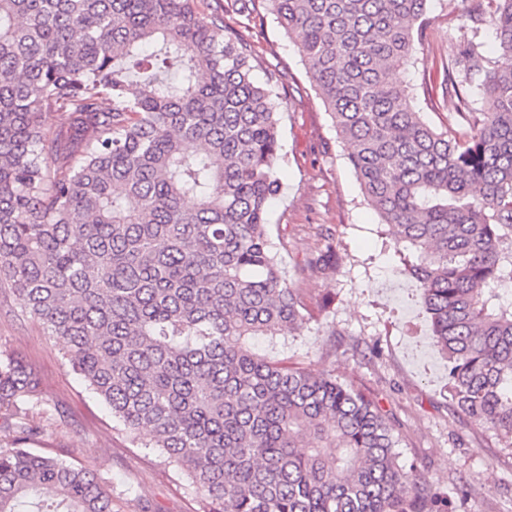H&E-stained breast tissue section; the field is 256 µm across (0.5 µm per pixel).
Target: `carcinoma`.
I'll return each instance as SVG.
<instances>
[{
  "mask_svg": "<svg viewBox=\"0 0 512 512\" xmlns=\"http://www.w3.org/2000/svg\"><path fill=\"white\" fill-rule=\"evenodd\" d=\"M259 1L390 227L452 401L511 443L512 0L473 11L498 59L471 43L446 65L448 95L484 102L464 136L388 79L427 0H234ZM255 61L199 0H0V284L204 512H449L360 386L255 348L311 317L272 251L282 77ZM39 387L0 352V512H114L97 470L30 447V415L55 418Z\"/></svg>",
  "mask_w": 512,
  "mask_h": 512,
  "instance_id": "carcinoma-1",
  "label": "carcinoma"
}]
</instances>
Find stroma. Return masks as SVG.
<instances>
[{
    "label": "stroma",
    "mask_w": 512,
    "mask_h": 512,
    "mask_svg": "<svg viewBox=\"0 0 512 512\" xmlns=\"http://www.w3.org/2000/svg\"><path fill=\"white\" fill-rule=\"evenodd\" d=\"M473 0H429V24L417 63L393 72L412 88L424 120L438 130L465 134L456 97L443 93L440 69L476 42L490 59L498 55L489 27L468 17ZM226 22L254 44L256 79L266 71L284 77L281 190L269 210L270 239L292 287L309 304L330 298L329 308L290 335L278 355H291L315 371L336 370L363 384L396 422L398 452L422 480L448 496L453 512H512V447L495 432L458 412L446 391L447 363L435 351L420 293L399 275V258L386 225L364 202L329 112L314 90L298 48L272 15L229 13ZM435 80L425 89L424 73ZM332 232L339 257L314 275L300 274L310 253ZM0 351L19 355L36 369L40 397L62 411L40 430L36 447L69 452L110 477L118 512H202L185 484L152 449L133 443L108 408L67 368L60 347L33 321L9 290H0Z\"/></svg>",
    "instance_id": "1"
}]
</instances>
